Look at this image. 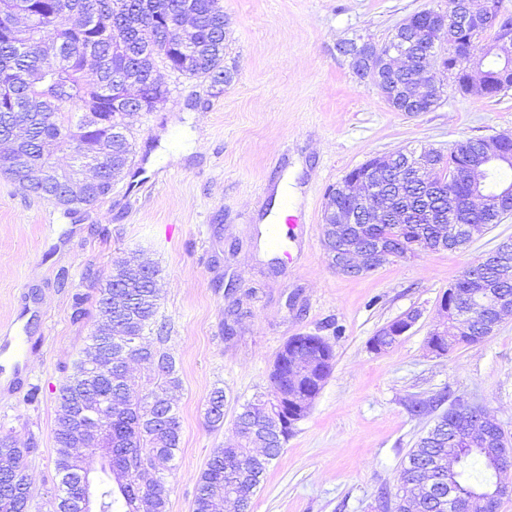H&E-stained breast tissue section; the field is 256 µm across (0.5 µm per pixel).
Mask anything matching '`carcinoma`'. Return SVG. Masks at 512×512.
<instances>
[{
  "label": "carcinoma",
  "mask_w": 512,
  "mask_h": 512,
  "mask_svg": "<svg viewBox=\"0 0 512 512\" xmlns=\"http://www.w3.org/2000/svg\"><path fill=\"white\" fill-rule=\"evenodd\" d=\"M197 14L199 29L186 51H172L177 38L174 19L185 6ZM21 9L30 16L19 33L10 29L12 14ZM411 28L391 31L380 48L411 45L424 50L432 37L427 18L409 16ZM228 19L221 0H0V138L22 133L23 165L0 155V170L19 177L27 192L50 201L68 214L92 206L112 193V170L131 166L133 147L124 106L112 105V89L138 88L139 97L154 112L166 104L170 91L157 78L159 67L213 86L230 84L235 71L224 65V41ZM95 55L99 68L87 75L85 58ZM500 63L489 66L488 96L512 88V78L500 72ZM413 79L410 71L396 80L394 95L387 99L395 112H429L431 105L406 102L404 93ZM103 138L116 139L119 149L104 163L100 177L82 194L73 195L59 183H44L36 174L54 166V155L79 141L92 154ZM484 138L458 140L448 155L406 150L420 167H428L426 186L392 185L391 215L380 224H362L355 234L362 240H380L396 251L464 250L469 238L454 231L443 211L426 208L451 191L463 198L469 186L457 178L461 163L478 154ZM474 224H499L496 204L488 201L471 210ZM501 257L478 259L463 271L453 288H470L472 278L484 281L499 275ZM143 263L133 256L113 263L112 273L100 291L98 325L91 341L93 353L79 359L60 388V405L54 427L56 489L48 500V512H92L80 482L85 472L106 477L99 493L98 512H168L170 470L168 463L179 450L181 424L168 390L179 386L172 354L147 342L155 334L158 343L168 340L167 327L157 321L161 299L158 270L146 275ZM154 367L151 385L136 381L130 362ZM332 346L322 337H292L276 354L270 373V390L263 400L241 405L234 425L239 444L214 455L197 479L193 512H217L227 504L231 512H249L252 498L272 460L278 458L297 421L306 417L303 401H313L328 378ZM82 396L93 409L104 413L101 428L112 445V455L100 457L93 445L78 447L79 425L71 417L73 400ZM224 389L210 393L205 408L209 427L224 425ZM452 436L427 433L410 449L399 474L400 498L411 512H448V455L457 459L455 487L466 497L497 481L512 479V462L494 470L468 437L484 435L480 445L496 446L507 437L502 426H475ZM37 450V441L17 446L9 433H0V512H30L32 498L24 460Z\"/></svg>",
  "instance_id": "obj_1"
}]
</instances>
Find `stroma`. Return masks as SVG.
Instances as JSON below:
<instances>
[{"label":"stroma","instance_id":"stroma-1","mask_svg":"<svg viewBox=\"0 0 512 512\" xmlns=\"http://www.w3.org/2000/svg\"><path fill=\"white\" fill-rule=\"evenodd\" d=\"M222 4L233 82L213 87L161 70L170 97L130 118L132 164L110 195L69 215L0 173V326L33 340L21 384L0 382V431L39 442L25 461L34 506L53 491L60 387L91 344L100 285L129 252L160 270L157 319L180 379L169 512H191L209 458L236 441L241 404L269 390L276 353L299 334L332 344L333 369L250 512H377L380 491L396 492L401 463L434 416L460 400L512 437V315L480 344L441 357L427 347L443 293L512 237V215L465 250L422 251L356 277L330 267L322 244L330 185L378 154L512 136V92L500 103L477 99L448 79L431 111L395 112L338 50L352 38L382 43L410 14L446 10L448 0ZM286 179L299 222L275 249L266 221ZM409 311L419 319L400 342L370 350V338ZM216 387L226 394L217 430L204 419ZM418 400L433 402L432 412L412 415Z\"/></svg>","mask_w":512,"mask_h":512}]
</instances>
